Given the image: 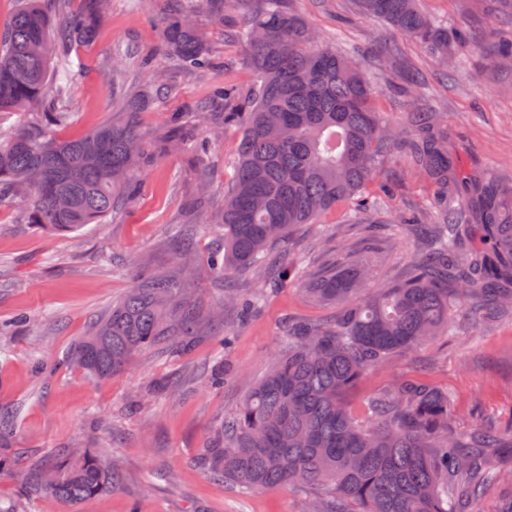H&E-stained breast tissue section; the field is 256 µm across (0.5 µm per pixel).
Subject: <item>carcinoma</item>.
<instances>
[{"label":"carcinoma","instance_id":"cac0c4a2","mask_svg":"<svg viewBox=\"0 0 512 512\" xmlns=\"http://www.w3.org/2000/svg\"><path fill=\"white\" fill-rule=\"evenodd\" d=\"M240 0H177L163 23L173 66L209 68L198 9L224 24ZM444 60L459 37L423 15L416 0H355ZM108 0H84L54 22L42 0H21L0 31V112L34 117L0 135V207L26 196L27 223L77 232L102 224L117 207L144 154L135 116L149 104L129 99L123 115L77 138L55 136L72 122L70 86L50 83L54 62L96 39ZM227 38L245 44V63L258 80L249 95L214 91L224 101L222 124L240 131L234 179L210 224L224 241V301L203 311L192 301L194 266L185 257L171 274L145 266L126 295L97 318L71 359L95 378L123 372L151 349L179 352L211 336L232 315L248 319L264 292L249 287L285 283L293 263V234L325 211L355 201L364 224H388L365 194L376 165L399 152L442 190L425 211L420 243L405 275L368 290L356 259L302 271L305 293L344 304L326 322H292L267 373L242 403L224 415L199 462L242 494L292 484L327 486L308 512H471L491 483L512 473V432L454 429L455 398L420 379L400 376L355 412L348 394L373 367L428 341L448 327L456 302L492 320L512 312V186L461 164L448 130L420 108L405 113L409 137L381 125L375 91L362 65L317 40L286 0H256L243 28ZM13 415L0 408V471L15 464ZM119 469L112 459L63 448L50 462L27 468L24 498L6 512H27L25 499L48 496L66 507L112 492Z\"/></svg>","mask_w":512,"mask_h":512}]
</instances>
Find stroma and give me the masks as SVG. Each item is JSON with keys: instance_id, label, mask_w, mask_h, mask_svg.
<instances>
[{"instance_id": "1", "label": "stroma", "mask_w": 512, "mask_h": 512, "mask_svg": "<svg viewBox=\"0 0 512 512\" xmlns=\"http://www.w3.org/2000/svg\"><path fill=\"white\" fill-rule=\"evenodd\" d=\"M172 5L111 0L95 43L73 49L53 75L71 86L75 119L59 131L66 138L111 120L123 108V94L144 93V60L170 85L158 105L137 116L145 141L143 173L120 206L105 223L75 233L45 232L27 224L19 208H0V406L13 411V445L26 453L15 469L0 474V512L21 493L28 458L42 460L60 448H90L117 460L119 485L71 510L39 497L28 512H304L311 495L296 488L242 495L196 464L199 448L225 413L267 371L285 322L329 321L339 313L340 304L306 296L297 277L268 290L260 311L232 324L231 344L210 338L184 352L155 349L101 381L68 362L92 322L130 287L142 259L168 272L189 250L197 306L206 309L223 298V281L206 263L216 246L206 216L188 217L185 203L203 184L211 210L222 208L240 133L200 120L192 145L162 152L157 141L170 134L171 113L210 101L214 88L224 84L248 93L255 77L241 63L242 45L225 39V25L204 12L196 23L207 33L212 67L193 73L171 66L162 50V26ZM417 6L435 22L469 32V41L446 64L387 23L359 13L354 0H288L289 10L323 41L363 60L380 118L391 131L404 128L411 106L424 105L447 127L466 168L512 185V58L496 53L499 43L512 41V21L490 11L487 0H417ZM376 178L369 190L379 208L396 218L419 212L434 192L396 154L382 161ZM382 180L392 183L391 195H378ZM358 221L349 203L322 214L294 236L293 257L314 268L353 251L371 287L392 282L416 246L413 237L395 221L377 227L370 246L363 247ZM451 322V334L369 371L352 407L362 409L393 378L414 374L454 396L459 434L480 423L505 430L512 418V316L488 322L459 304ZM219 368L224 384L214 388L207 377Z\"/></svg>"}]
</instances>
